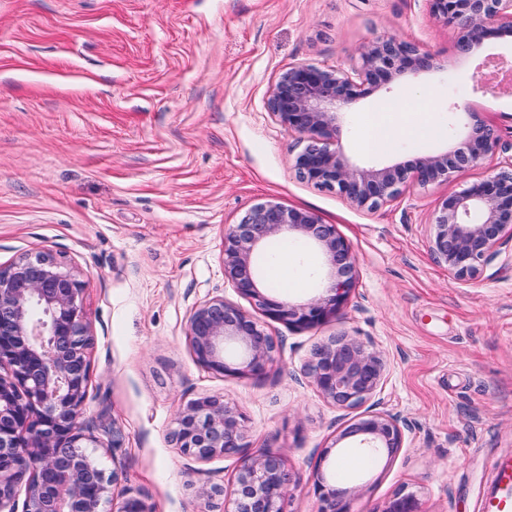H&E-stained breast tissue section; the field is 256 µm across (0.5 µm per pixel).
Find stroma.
Instances as JSON below:
<instances>
[{
  "label": "stroma",
  "mask_w": 512,
  "mask_h": 512,
  "mask_svg": "<svg viewBox=\"0 0 512 512\" xmlns=\"http://www.w3.org/2000/svg\"><path fill=\"white\" fill-rule=\"evenodd\" d=\"M419 45L434 69L401 78L342 114L339 146L361 166L409 162L452 143L479 113L512 139V93L487 100L480 59L512 56L490 39L471 54L432 19L428 0H0V264L50 249L87 280L93 334L83 427L118 430L119 490L153 512H224L237 455L183 457L169 439L180 406L223 396L245 417L248 450L280 456L285 512H318L317 473L349 452L343 430L367 411L400 417L403 444L374 467L355 463L341 485L351 512H385L398 489L424 512H478L498 456L512 455V240L481 277L456 281L430 250L432 222L463 180L413 186L376 210L298 180L303 139L267 109L288 66L352 67L371 40ZM423 91L381 147L362 141L366 117ZM272 200L336 225L357 258L348 304L325 324L267 321L279 349L265 374L201 367L186 340L192 308L224 279V234L254 203ZM293 301L327 284L309 247L281 256ZM344 333L387 364L377 395L342 409L305 369L313 350ZM218 484L222 497L196 496Z\"/></svg>",
  "instance_id": "35a3bbf8"
}]
</instances>
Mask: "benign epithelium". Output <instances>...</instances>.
Returning <instances> with one entry per match:
<instances>
[{
	"label": "benign epithelium",
	"mask_w": 512,
	"mask_h": 512,
	"mask_svg": "<svg viewBox=\"0 0 512 512\" xmlns=\"http://www.w3.org/2000/svg\"><path fill=\"white\" fill-rule=\"evenodd\" d=\"M432 16L457 31L456 49L469 54L489 39L512 38V0H429ZM434 68L420 46L386 37L367 43L361 64L347 70L297 64L283 71L268 99L274 119L302 135L295 175L344 197L360 209H377L402 196L411 183L458 180L493 156L500 142L479 119L462 141L415 164L360 168L335 147L340 115L407 74ZM512 236V162L469 182L442 201L430 239L435 257L458 281L477 278ZM273 241L317 247L328 285L308 301L293 302L263 288L255 263ZM224 279L261 315L296 329L327 321L345 304L358 279L357 259L336 225L313 211L266 201L250 207L224 234ZM86 282L47 249L0 265V512H152L139 495L114 508L118 468L103 462L120 445L85 432L81 419L90 376L92 337L83 305ZM186 339L195 361L224 376L256 375L272 363L277 341L240 306L214 296L194 307ZM383 356L347 335L317 347L306 371L338 407L357 408L381 387ZM403 422L370 413L351 423L352 438L391 457L402 447ZM170 438L185 457L204 462L239 455L233 508L226 512H284V463L270 452L247 454L242 414L220 395H200L177 412ZM25 485L24 499L18 487ZM319 512H349L346 490L333 476L317 475ZM385 512H423L419 498L398 490Z\"/></svg>",
	"instance_id": "7a95c632"
}]
</instances>
